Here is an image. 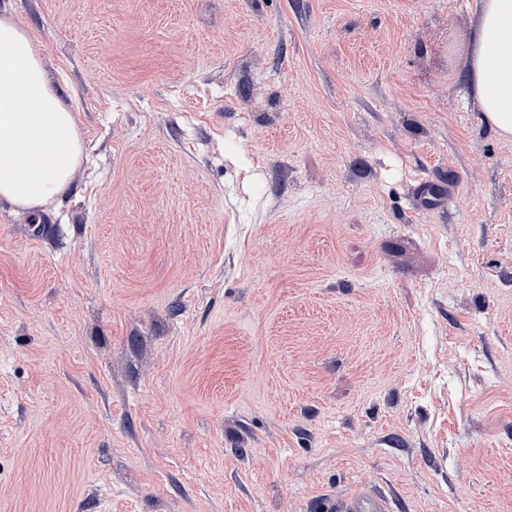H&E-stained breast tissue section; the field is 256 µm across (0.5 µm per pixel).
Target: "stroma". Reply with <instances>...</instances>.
I'll return each mask as SVG.
<instances>
[{
    "mask_svg": "<svg viewBox=\"0 0 512 512\" xmlns=\"http://www.w3.org/2000/svg\"><path fill=\"white\" fill-rule=\"evenodd\" d=\"M88 159L0 204V512H512V140L473 0H0ZM464 79L483 122L512 139V0H475ZM388 500L370 490H362L346 501L344 512H390Z\"/></svg>",
    "mask_w": 512,
    "mask_h": 512,
    "instance_id": "1",
    "label": "stroma"
}]
</instances>
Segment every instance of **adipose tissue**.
<instances>
[{
  "label": "adipose tissue",
  "mask_w": 512,
  "mask_h": 512,
  "mask_svg": "<svg viewBox=\"0 0 512 512\" xmlns=\"http://www.w3.org/2000/svg\"><path fill=\"white\" fill-rule=\"evenodd\" d=\"M464 79L483 122L512 139V0H475ZM87 159L74 112L46 78L31 32L0 15V202L35 212Z\"/></svg>",
  "instance_id": "obj_1"
}]
</instances>
